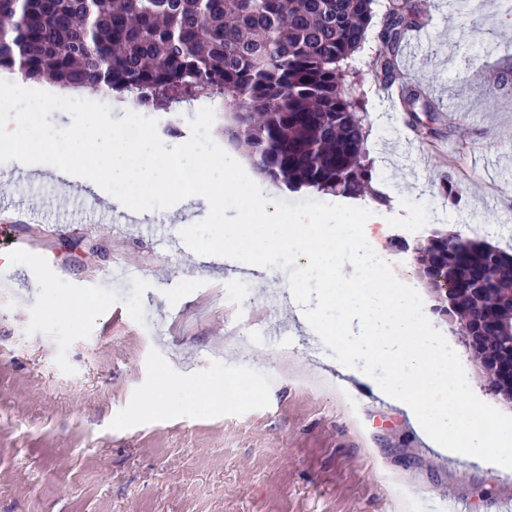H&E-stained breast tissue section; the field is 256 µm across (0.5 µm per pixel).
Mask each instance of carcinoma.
<instances>
[{"label": "carcinoma", "instance_id": "1", "mask_svg": "<svg viewBox=\"0 0 512 512\" xmlns=\"http://www.w3.org/2000/svg\"><path fill=\"white\" fill-rule=\"evenodd\" d=\"M375 0H0V68L129 94L151 111L170 100L219 98L227 140L242 143L272 183L358 198L371 184L368 131L344 87L366 40ZM410 19L386 14L381 68L393 71ZM436 295L498 352L488 378L512 395V254L479 237L447 234L416 251Z\"/></svg>", "mask_w": 512, "mask_h": 512}]
</instances>
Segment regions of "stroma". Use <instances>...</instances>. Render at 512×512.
<instances>
[{
    "label": "stroma",
    "mask_w": 512,
    "mask_h": 512,
    "mask_svg": "<svg viewBox=\"0 0 512 512\" xmlns=\"http://www.w3.org/2000/svg\"><path fill=\"white\" fill-rule=\"evenodd\" d=\"M392 2L376 0L350 90L369 146L390 155L373 167V228L395 277L424 294L395 238L512 227V19L498 0H471L467 15L457 0H411L417 64L389 78L377 33ZM492 15L494 48L471 59ZM390 85L420 90L422 126L384 95ZM85 190L48 164L30 177L0 163L1 217L76 228L34 238L0 274V512H445L451 500L499 512L512 499V471L439 456L399 410L337 382L331 349L291 314L280 274L261 283L237 261L199 259L180 232L207 205L141 212L116 239L97 217L66 216V195ZM122 254L141 268L125 287L110 277ZM241 280L253 284L243 318L223 299ZM236 325L254 339L245 364L225 344ZM284 348L295 352L288 372L270 379ZM391 476L411 498L391 495Z\"/></svg>",
    "instance_id": "stroma-1"
}]
</instances>
